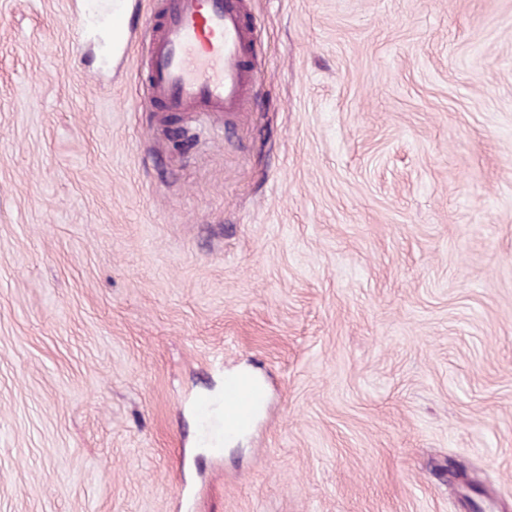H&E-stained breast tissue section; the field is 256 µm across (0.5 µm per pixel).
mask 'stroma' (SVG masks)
<instances>
[{
    "instance_id": "stroma-1",
    "label": "stroma",
    "mask_w": 512,
    "mask_h": 512,
    "mask_svg": "<svg viewBox=\"0 0 512 512\" xmlns=\"http://www.w3.org/2000/svg\"><path fill=\"white\" fill-rule=\"evenodd\" d=\"M94 2L0 0V512H512V0H250L178 133ZM265 391L257 383L233 378L224 382V426L249 428L265 402Z\"/></svg>"
}]
</instances>
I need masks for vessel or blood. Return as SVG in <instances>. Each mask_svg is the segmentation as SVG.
Instances as JSON below:
<instances>
[{
	"label": "vessel or blood",
	"instance_id": "obj_1",
	"mask_svg": "<svg viewBox=\"0 0 512 512\" xmlns=\"http://www.w3.org/2000/svg\"><path fill=\"white\" fill-rule=\"evenodd\" d=\"M249 0H156L145 25L148 99L164 116L242 111L254 79ZM265 402L257 383H224V424L250 427Z\"/></svg>",
	"mask_w": 512,
	"mask_h": 512
}]
</instances>
